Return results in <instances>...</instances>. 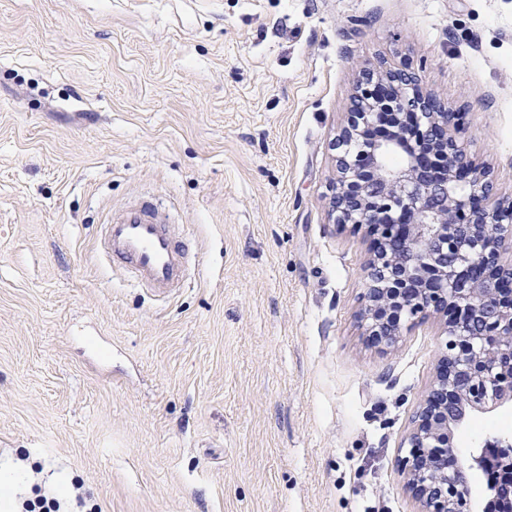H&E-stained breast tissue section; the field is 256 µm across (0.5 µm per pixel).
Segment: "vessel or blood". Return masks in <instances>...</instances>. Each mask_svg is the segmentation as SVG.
Returning <instances> with one entry per match:
<instances>
[{
  "mask_svg": "<svg viewBox=\"0 0 512 512\" xmlns=\"http://www.w3.org/2000/svg\"><path fill=\"white\" fill-rule=\"evenodd\" d=\"M101 246L113 265L154 297L167 298L183 285L187 247L151 204L134 203L110 217Z\"/></svg>",
  "mask_w": 512,
  "mask_h": 512,
  "instance_id": "1",
  "label": "vessel or blood"
}]
</instances>
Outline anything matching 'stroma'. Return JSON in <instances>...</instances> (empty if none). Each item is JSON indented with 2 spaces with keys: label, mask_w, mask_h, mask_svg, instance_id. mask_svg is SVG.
Here are the masks:
<instances>
[{
  "label": "stroma",
  "mask_w": 512,
  "mask_h": 512,
  "mask_svg": "<svg viewBox=\"0 0 512 512\" xmlns=\"http://www.w3.org/2000/svg\"><path fill=\"white\" fill-rule=\"evenodd\" d=\"M380 60L512 194V0H0V466L101 512H415L442 319L372 346L370 240L328 218ZM144 195L190 249L166 302L99 245ZM492 437L512 403L454 432L473 512Z\"/></svg>",
  "instance_id": "1"
}]
</instances>
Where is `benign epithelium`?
I'll list each match as a JSON object with an SVG mask.
<instances>
[{"mask_svg":"<svg viewBox=\"0 0 512 512\" xmlns=\"http://www.w3.org/2000/svg\"><path fill=\"white\" fill-rule=\"evenodd\" d=\"M363 80L389 94L378 100L360 86L353 96L335 138L329 216L334 224L380 231L359 313L372 343L382 349L398 343L401 321L385 316L393 302L411 318L446 317L439 371L412 418L399 468L418 512H471L467 471L448 473L449 438L470 412L512 399V384L501 382L505 365L512 366V198L499 196L489 171L458 142L459 113L417 88L411 74L375 66ZM387 112L411 114L436 161L404 152L400 124L358 146L362 129ZM490 336L498 337L492 346Z\"/></svg>","mask_w":512,"mask_h":512,"instance_id":"1","label":"benign epithelium"}]
</instances>
